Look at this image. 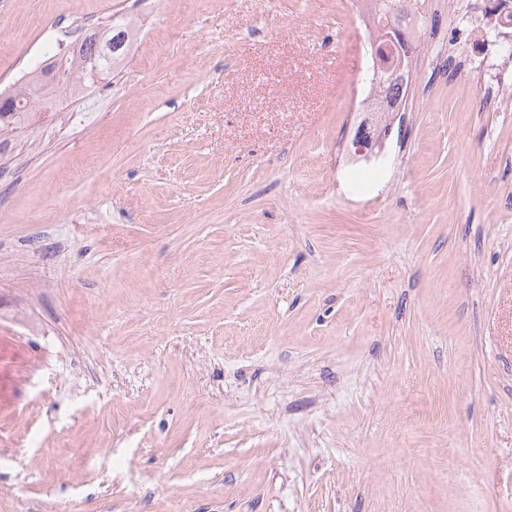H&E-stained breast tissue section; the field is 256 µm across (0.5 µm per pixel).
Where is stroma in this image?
<instances>
[{"label": "stroma", "mask_w": 512, "mask_h": 512, "mask_svg": "<svg viewBox=\"0 0 512 512\" xmlns=\"http://www.w3.org/2000/svg\"><path fill=\"white\" fill-rule=\"evenodd\" d=\"M354 0H0V512H512V112L447 0L375 166ZM112 32L109 37L112 38V51H106L103 45L94 43L93 40L89 41L87 35L84 36L78 49L68 54L70 64L68 65L72 77L74 73L79 74L78 82L75 86L69 88V90H79L85 84H93V68L99 64L100 72L107 73L114 69L125 56L127 47L130 42V29L129 24L123 17L112 16V24L109 26ZM118 38V42L114 41ZM77 59V67H74L73 60Z\"/></svg>", "instance_id": "35a3bbf8"}]
</instances>
